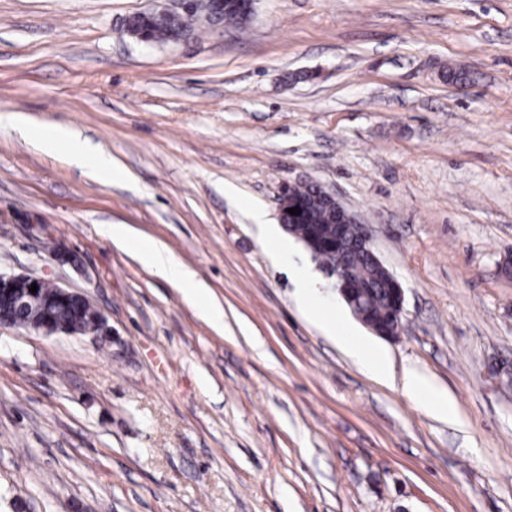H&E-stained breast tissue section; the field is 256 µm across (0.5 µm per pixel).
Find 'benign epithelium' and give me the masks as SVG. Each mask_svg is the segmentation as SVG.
<instances>
[{
  "label": "benign epithelium",
  "mask_w": 512,
  "mask_h": 512,
  "mask_svg": "<svg viewBox=\"0 0 512 512\" xmlns=\"http://www.w3.org/2000/svg\"><path fill=\"white\" fill-rule=\"evenodd\" d=\"M320 195L335 209L338 224L336 236L318 242L316 247L340 248L349 256L361 254L380 267L392 286V299L399 311L398 317H403L404 290L375 253L369 225L328 190L320 189ZM353 274L354 270L350 267H342L335 273L337 292L351 307L358 303L353 295ZM33 283L37 285L34 293L30 292ZM46 284L48 281L41 277L0 273V329H25L42 336L91 335L95 339L110 334L111 329L103 311L88 296L57 284L48 288ZM65 306L77 309V316L60 318L57 309Z\"/></svg>",
  "instance_id": "obj_1"
}]
</instances>
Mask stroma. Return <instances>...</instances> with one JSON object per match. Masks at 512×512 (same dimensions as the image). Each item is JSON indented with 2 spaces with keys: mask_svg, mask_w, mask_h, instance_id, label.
<instances>
[{
  "mask_svg": "<svg viewBox=\"0 0 512 512\" xmlns=\"http://www.w3.org/2000/svg\"><path fill=\"white\" fill-rule=\"evenodd\" d=\"M163 5L0 0V271L86 294L112 330L0 329V512H512V0H255L242 26L134 40ZM16 113L79 130L125 180ZM298 182L369 224L404 289L385 340L314 277L387 380L296 303L305 246L263 242L257 215L278 223ZM105 224L162 241L223 329ZM405 385L425 408L443 417L449 418L452 415L453 404L448 395L435 391L420 375L410 372L406 377Z\"/></svg>",
  "mask_w": 512,
  "mask_h": 512,
  "instance_id": "stroma-1",
  "label": "stroma"
}]
</instances>
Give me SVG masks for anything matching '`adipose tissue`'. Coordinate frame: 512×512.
Returning a JSON list of instances; mask_svg holds the SVG:
<instances>
[{
	"label": "adipose tissue",
	"mask_w": 512,
	"mask_h": 512,
	"mask_svg": "<svg viewBox=\"0 0 512 512\" xmlns=\"http://www.w3.org/2000/svg\"><path fill=\"white\" fill-rule=\"evenodd\" d=\"M39 145L46 150L65 149L72 164L91 165L93 175L103 179H123L124 173L110 156L97 155L88 159L85 143L80 133L70 127L61 125H44L40 128L37 139ZM103 232L113 243L130 251L144 265L154 269L160 275L168 278L179 286L184 296L196 307L200 308L203 316L216 327L224 324V308L215 300L208 288L196 280L194 273L181 265L174 263L165 244L155 238L134 233L128 225L108 224ZM296 297L301 305L316 319L325 322L328 330L336 331L337 341L342 344L355 358L363 362L365 367L376 377L384 379L388 376L386 355L375 349L368 342L354 335L348 328H337L333 318L314 299L309 288L307 273L301 272L296 276Z\"/></svg>",
	"instance_id": "adipose-tissue-1"
}]
</instances>
